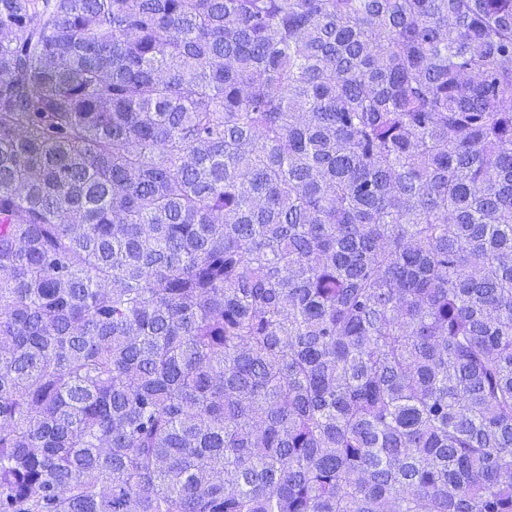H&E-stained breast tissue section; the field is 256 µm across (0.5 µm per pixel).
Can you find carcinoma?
I'll use <instances>...</instances> for the list:
<instances>
[{
	"label": "carcinoma",
	"mask_w": 512,
	"mask_h": 512,
	"mask_svg": "<svg viewBox=\"0 0 512 512\" xmlns=\"http://www.w3.org/2000/svg\"><path fill=\"white\" fill-rule=\"evenodd\" d=\"M0 512H512V0H0Z\"/></svg>",
	"instance_id": "cac0c4a2"
}]
</instances>
